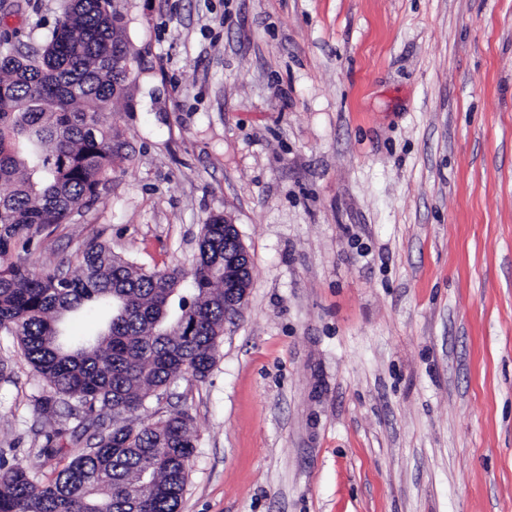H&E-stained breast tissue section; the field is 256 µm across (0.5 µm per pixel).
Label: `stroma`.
<instances>
[{"instance_id":"35a3bbf8","label":"stroma","mask_w":512,"mask_h":512,"mask_svg":"<svg viewBox=\"0 0 512 512\" xmlns=\"http://www.w3.org/2000/svg\"><path fill=\"white\" fill-rule=\"evenodd\" d=\"M129 141L29 263L103 242L190 267L229 216L251 263L190 417L181 512H512V0H113ZM60 0H8L39 42ZM41 386L0 331V454L54 478Z\"/></svg>"}]
</instances>
